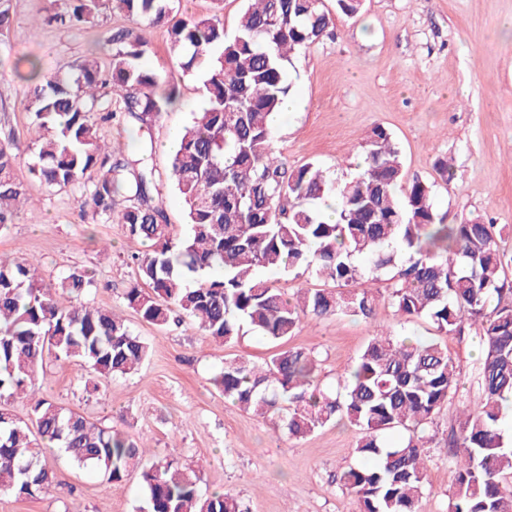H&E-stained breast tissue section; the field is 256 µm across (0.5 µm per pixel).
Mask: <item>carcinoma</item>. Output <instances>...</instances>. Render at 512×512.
I'll use <instances>...</instances> for the list:
<instances>
[{
	"label": "carcinoma",
	"instance_id": "carcinoma-1",
	"mask_svg": "<svg viewBox=\"0 0 512 512\" xmlns=\"http://www.w3.org/2000/svg\"><path fill=\"white\" fill-rule=\"evenodd\" d=\"M235 35L224 33L222 10L203 19L171 21V0H74L51 18L86 23L109 6L137 26L109 37L107 69L95 58L67 66L51 79L29 61L24 111L37 136L27 145L0 139V235L17 216L25 183L16 171L31 156L28 175L52 188L82 186L80 210L126 226L150 249L131 254L138 279L126 304L163 329L181 318L223 345L241 326L286 341L306 320L330 315L372 318L369 281L395 270L391 302L410 322L424 318L446 336L481 329L484 356L479 402L459 417L449 442L455 481L450 512H512V447L505 443L504 402L512 397V281L501 252L502 229L482 222L446 223L432 185L405 182L392 135L376 126L361 141L365 167L351 180H332L316 161L290 167L273 148V116L289 97L291 58L331 35L323 0H246ZM172 23L170 48L188 75L205 77L207 102L180 132L171 160V187L182 198L186 230L176 235L143 143L131 157L100 143L98 122L112 119V102L146 125L179 101L177 84L148 67L143 32ZM124 193L126 205L114 209ZM336 198V221L323 212ZM305 267L336 290L300 288L290 299L265 276ZM95 287L83 267L64 272L52 288L42 266L0 254V493L36 499L55 472L53 445L80 469L121 485L139 471L144 505L138 512H248L228 492L199 489L195 470L171 457L147 456L137 440L103 427L52 400L36 397L46 360L86 369L84 389L137 371L151 344L114 310L82 299ZM493 309H488L491 301ZM320 364L309 353L282 347L267 361L226 358L212 385L232 404L301 439L335 419L359 431V463L339 477L359 512H420L427 448L436 439L432 416L457 391L460 372L447 347L428 336L378 329L343 379V391L319 385ZM34 398L30 422L10 399ZM408 436L387 447L396 430Z\"/></svg>",
	"mask_w": 512,
	"mask_h": 512
}]
</instances>
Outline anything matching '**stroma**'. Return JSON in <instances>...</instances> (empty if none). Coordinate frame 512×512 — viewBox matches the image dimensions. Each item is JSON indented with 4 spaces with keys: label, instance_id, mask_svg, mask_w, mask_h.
<instances>
[{
    "label": "stroma",
    "instance_id": "35a3bbf8",
    "mask_svg": "<svg viewBox=\"0 0 512 512\" xmlns=\"http://www.w3.org/2000/svg\"><path fill=\"white\" fill-rule=\"evenodd\" d=\"M70 4L9 0L11 26L0 36V139L10 135L26 143L34 136L31 115L20 106L27 85L14 74L18 59L38 58L47 77L61 64L90 55L105 65L112 55L109 36L129 25L108 8L76 27L49 21L50 11H67ZM324 8L334 15L335 35L304 50L288 68L299 105L274 128L277 155L292 167L317 161L342 182L358 170L361 139L384 127L400 149L407 179L432 184L449 222L502 226L501 247L512 256V33L501 27L512 18V0H361L352 17L337 12L336 0H324ZM169 31L160 24L145 36L151 68L178 83L179 103L144 129L115 112L99 135L131 152L152 141L162 206L181 233L184 205L169 185L171 154L162 144L201 107L205 88L202 77L182 74L169 55ZM441 158L453 167L447 182L435 170ZM27 196L28 204L0 237V252L39 258L49 283L73 267L94 269L96 286L87 301L116 310L152 345L138 372L100 384L92 396L84 390L81 367L47 361L39 376L45 398L135 437L153 454L193 460L201 490L231 492L249 512H358L354 495L336 482L337 474L359 461L355 427L336 420L291 441L271 421L225 402L211 385L225 358L260 363L272 354L271 343L247 329L224 346L189 321L165 329L143 321L123 294L136 281L128 257L145 251V244L130 240L124 225L81 217L79 190L59 191L31 179ZM372 289V319L307 321L289 338V347L319 360L322 387L337 390L374 326L434 335L428 320L401 323L387 276L375 279ZM441 342L460 370V385L432 420L437 436L425 460L421 512H448L454 494L448 441L463 407L481 396L479 327ZM48 457L56 473L49 493L31 500L0 494V512H136L138 475L113 485L57 451Z\"/></svg>",
    "mask_w": 512,
    "mask_h": 512
}]
</instances>
